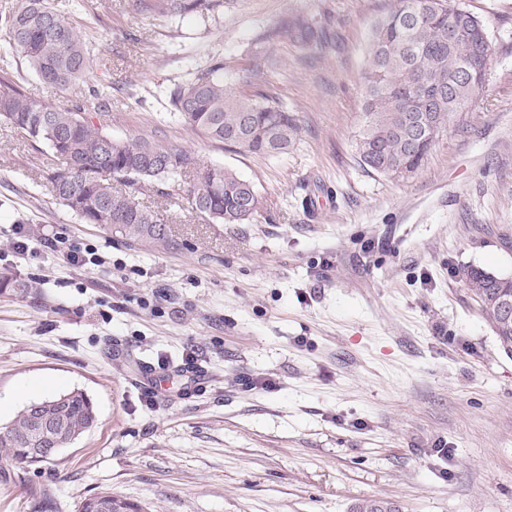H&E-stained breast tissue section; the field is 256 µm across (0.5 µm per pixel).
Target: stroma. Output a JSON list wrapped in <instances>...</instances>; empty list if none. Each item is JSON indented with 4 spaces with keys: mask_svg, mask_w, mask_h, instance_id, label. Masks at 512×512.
I'll return each mask as SVG.
<instances>
[{
    "mask_svg": "<svg viewBox=\"0 0 512 512\" xmlns=\"http://www.w3.org/2000/svg\"><path fill=\"white\" fill-rule=\"evenodd\" d=\"M492 64L423 165L394 181L356 161L370 22L391 0H224L159 16L135 0H51L92 71L60 90L14 55L0 77L68 107L110 97L114 138L190 150L253 183L248 224H213L186 194L149 188L171 244L125 243L84 224L43 177L56 159L0 123V432L26 405L78 388L95 425L26 468L0 459V512H75L102 491L140 512H512V353L466 288L469 267L512 276V0H463ZM327 39L299 47L298 17ZM223 63L224 84L293 113L288 152L256 155L196 134L167 94ZM96 243L108 266L66 253L13 257L11 227ZM196 351L191 370L183 353ZM166 395L142 380L158 358ZM271 380L268 389L248 380Z\"/></svg>",
    "mask_w": 512,
    "mask_h": 512,
    "instance_id": "stroma-1",
    "label": "stroma"
}]
</instances>
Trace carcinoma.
Listing matches in <instances>:
<instances>
[{"mask_svg":"<svg viewBox=\"0 0 512 512\" xmlns=\"http://www.w3.org/2000/svg\"><path fill=\"white\" fill-rule=\"evenodd\" d=\"M221 0H141L146 11L182 16L204 13ZM11 47L43 83L58 89L84 78L90 54L73 23L49 0H24L1 17ZM467 27L471 37L448 41V28ZM289 39L310 45L323 31L298 17ZM491 44L482 21L458 0H392L370 25L367 68L360 88L362 122L355 139L358 164L378 175L402 179L425 161L451 115L473 100L485 74L473 81L465 70L487 68ZM216 63L170 89L171 115L209 140L256 155L285 153L300 134L294 115L272 103L235 95L224 87ZM109 100L97 90L71 107L38 102L0 78V121L45 144L58 161L47 174L54 197L82 223L96 224L117 240L165 247L170 231L163 217L139 199L147 186L188 192L192 209L216 224H249L260 208L254 185L222 165H206L197 181L183 184L195 158L184 149L142 138L117 140L107 132ZM93 112L98 121L86 116ZM468 289L512 351V319L500 324L493 302L512 297V277L478 267L465 273ZM96 422L87 393L72 390L28 413L21 411L0 432L4 457L30 466L49 458L56 440L76 438ZM110 492L83 500L76 512H129ZM352 512H396L387 501H363Z\"/></svg>","mask_w":512,"mask_h":512,"instance_id":"cac0c4a2","label":"carcinoma"}]
</instances>
